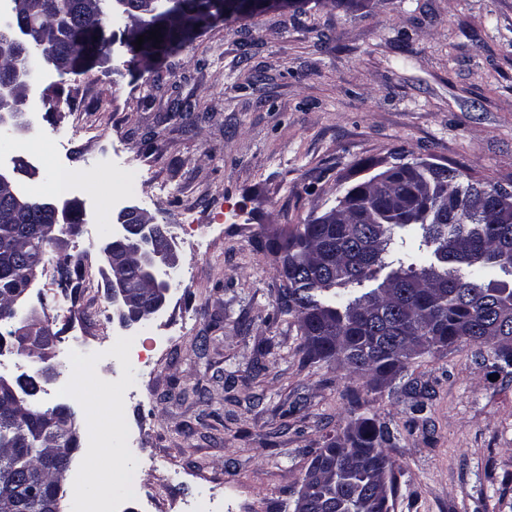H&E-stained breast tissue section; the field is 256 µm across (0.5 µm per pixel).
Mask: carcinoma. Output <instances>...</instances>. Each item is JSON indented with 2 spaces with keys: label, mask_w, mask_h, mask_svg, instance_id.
Masks as SVG:
<instances>
[{
  "label": "carcinoma",
  "mask_w": 512,
  "mask_h": 512,
  "mask_svg": "<svg viewBox=\"0 0 512 512\" xmlns=\"http://www.w3.org/2000/svg\"><path fill=\"white\" fill-rule=\"evenodd\" d=\"M11 2L13 26H0V86L13 82V63L31 69L32 50L45 59L81 58L78 36L101 28L110 0H24ZM150 2L127 0L120 14L146 23ZM394 208L374 194L367 181L347 188L342 201L351 209L335 224L314 218L258 241L277 254L288 249V275L277 307L295 319L299 350L309 359L341 357L352 375L374 371L395 380L418 357L436 355L459 341L479 346V356L497 373L512 375V350L501 337L512 336V285L487 280L500 270L512 276V210H504L501 184L462 180L454 166L404 165L390 177ZM15 218L0 222V249L37 250L30 230L41 219L42 199L27 196ZM26 263L0 266V325L17 318L2 302L24 285ZM176 285L175 276L141 294L139 324L149 321L161 291ZM52 366L19 375L16 395H0V473L23 476L47 448H72L73 437L52 426L62 405L41 407L40 379ZM358 439L351 449L331 440L313 458L326 456L334 472L322 478L302 512H374L372 493L393 473L386 453L393 440L377 414L357 418Z\"/></svg>",
  "instance_id": "1"
}]
</instances>
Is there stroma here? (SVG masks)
Masks as SVG:
<instances>
[{
	"instance_id": "1",
	"label": "stroma",
	"mask_w": 512,
	"mask_h": 512,
	"mask_svg": "<svg viewBox=\"0 0 512 512\" xmlns=\"http://www.w3.org/2000/svg\"><path fill=\"white\" fill-rule=\"evenodd\" d=\"M122 25L106 23L111 53L81 75L37 65L24 110L25 138L63 143L57 164L16 172L20 187L70 193L84 214L77 233L45 249L50 263L16 304L46 316L58 336L55 375L37 402L68 406L77 422L121 412L119 441L80 446L62 488L63 512L79 495L131 471L139 493L111 512H291L314 451L357 417L367 400L395 436L391 512H512V377L494 373L462 341L416 359L380 391L335 361L298 349L276 299L282 277L259 234L301 224L334 207L374 163H450L488 184L512 182V0H369L365 8L310 0L218 20L153 71L129 65ZM191 113L171 111L173 97ZM100 128L71 140L74 107ZM141 171L120 191L125 169ZM111 210L135 204L171 225L181 265L162 314L121 328L95 221L99 194ZM82 254L95 288L79 319L51 284L54 262ZM142 344V364L125 342ZM107 395L100 407L71 395L68 362ZM427 387L413 410L407 383Z\"/></svg>"
}]
</instances>
